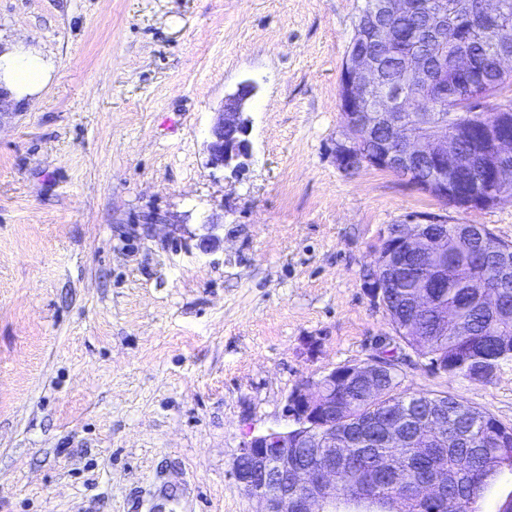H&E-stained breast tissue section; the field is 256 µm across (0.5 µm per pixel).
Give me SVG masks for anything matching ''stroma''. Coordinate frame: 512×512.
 I'll return each instance as SVG.
<instances>
[{"mask_svg":"<svg viewBox=\"0 0 512 512\" xmlns=\"http://www.w3.org/2000/svg\"><path fill=\"white\" fill-rule=\"evenodd\" d=\"M363 4L0 0V44L50 64L0 114V512H256L243 441L394 336L362 279L387 227L512 243V200L465 209L338 167ZM245 81L251 157L213 170L212 114ZM396 353L401 390L512 427V359L481 382Z\"/></svg>","mask_w":512,"mask_h":512,"instance_id":"1","label":"stroma"}]
</instances>
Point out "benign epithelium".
I'll list each match as a JSON object with an SVG mask.
<instances>
[{
    "label": "benign epithelium",
    "mask_w": 512,
    "mask_h": 512,
    "mask_svg": "<svg viewBox=\"0 0 512 512\" xmlns=\"http://www.w3.org/2000/svg\"><path fill=\"white\" fill-rule=\"evenodd\" d=\"M414 0H372L360 12L347 49L341 71L340 111L343 139L336 142L338 166L351 172L359 165L391 168L410 172L423 166L431 168L432 176L425 187L432 195L466 209H484L502 201L501 196L477 194L462 188L470 168L459 165L460 133L448 134V125L436 119L430 105L436 99L459 96L461 88L474 98L480 85L473 80L474 62L470 55L442 44L437 49L439 69L422 63H411L403 80L394 85L380 82L377 63L372 54L360 48L367 33L375 32L389 46L395 43L389 20L415 11ZM467 24L460 28V37H468L473 29H496L512 14L509 0H466ZM425 20L430 28L457 23L460 15H450L441 6L430 10ZM254 87L244 84L229 95L233 105H222L214 113L206 141L208 164L213 169L236 172L251 156L247 139L250 117L247 101ZM419 102L411 111L409 103ZM482 178L508 188L512 185V113H500L498 125L486 129L475 144ZM464 233L476 234L496 253L512 252V243L490 238L486 228L471 224ZM427 252L431 264L424 271L426 281L439 276L441 265L448 259V249L433 224L414 228L401 225L383 236L376 251L378 267L363 274L367 295L379 305L387 304L385 287L400 275L402 257ZM485 308L500 304L497 290L484 280L469 284ZM440 327L457 335L467 333L455 313L444 308ZM399 364L394 351L364 364H348L333 369L317 380L299 381L288 394L282 416L287 421L283 430H271L243 443L234 468V478L247 495L257 499L256 512H328L336 502V456L347 455V406L338 389L351 382L366 385L375 397L384 393L382 384L387 363ZM423 429L448 440V418L439 399L430 401ZM308 448L315 461L288 484V449ZM408 501L435 504L438 509L458 512L462 501L448 496V470L423 475L407 491Z\"/></svg>",
    "instance_id": "obj_1"
}]
</instances>
